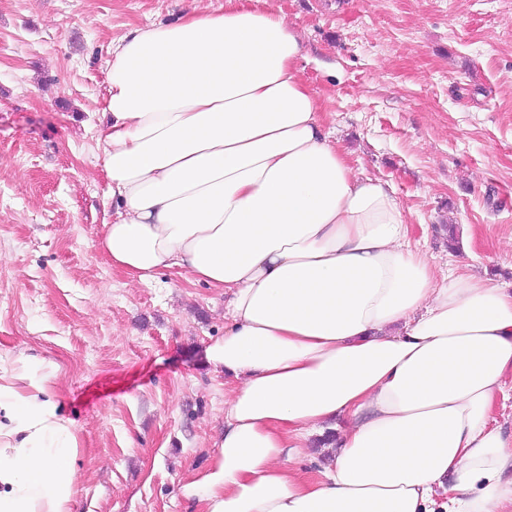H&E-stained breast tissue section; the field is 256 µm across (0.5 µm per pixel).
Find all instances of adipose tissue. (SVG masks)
Wrapping results in <instances>:
<instances>
[{
    "mask_svg": "<svg viewBox=\"0 0 512 512\" xmlns=\"http://www.w3.org/2000/svg\"><path fill=\"white\" fill-rule=\"evenodd\" d=\"M299 33L245 0L113 40L98 247L224 295L232 377L204 512H512V291L436 274L394 190L324 130ZM38 363L0 373V512H73L75 425ZM341 423L316 474L308 441Z\"/></svg>",
    "mask_w": 512,
    "mask_h": 512,
    "instance_id": "ef3b65f1",
    "label": "adipose tissue"
}]
</instances>
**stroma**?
Instances as JSON below:
<instances>
[{
    "label": "stroma",
    "instance_id": "obj_1",
    "mask_svg": "<svg viewBox=\"0 0 512 512\" xmlns=\"http://www.w3.org/2000/svg\"><path fill=\"white\" fill-rule=\"evenodd\" d=\"M225 0H0V368L35 359L75 422L73 512H201L228 381L224 297L98 250L97 130L112 39ZM355 172L390 183L436 273L512 289V0H257ZM460 247L448 248L449 232Z\"/></svg>",
    "mask_w": 512,
    "mask_h": 512
}]
</instances>
